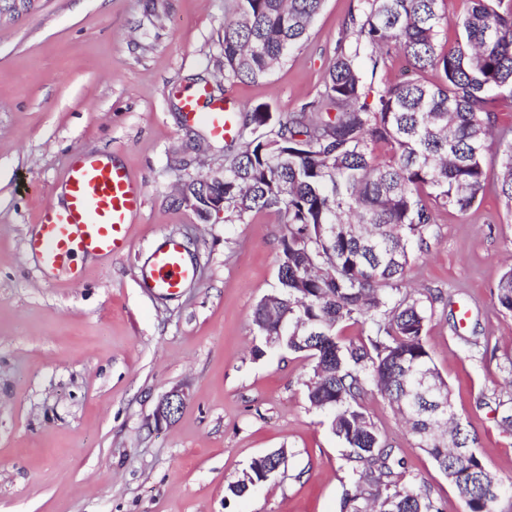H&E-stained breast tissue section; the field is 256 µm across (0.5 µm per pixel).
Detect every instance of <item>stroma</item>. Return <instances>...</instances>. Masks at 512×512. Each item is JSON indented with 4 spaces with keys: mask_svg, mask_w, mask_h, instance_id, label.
Returning a JSON list of instances; mask_svg holds the SVG:
<instances>
[{
    "mask_svg": "<svg viewBox=\"0 0 512 512\" xmlns=\"http://www.w3.org/2000/svg\"><path fill=\"white\" fill-rule=\"evenodd\" d=\"M356 8L324 0L307 39L255 81L222 76L232 0H34L0 22V512H340L351 465L307 398L312 359L252 353L264 343L254 309L278 284V216L203 220L174 187L224 170L223 142L185 121L182 90L287 118L317 98ZM78 153L120 158L144 203L130 249L81 258L74 279L45 270L26 240ZM484 168L482 197L463 213L437 210L430 250L406 279L443 296L427 311V346L476 452L506 480L512 313L496 285L512 265V212L495 153ZM171 236L196 265L174 296L139 277ZM173 390L186 402L157 422ZM362 406L403 458L402 484L425 482L441 512H465L388 400L372 390ZM276 450L278 473L228 496L252 459Z\"/></svg>",
    "mask_w": 512,
    "mask_h": 512,
    "instance_id": "1",
    "label": "stroma"
}]
</instances>
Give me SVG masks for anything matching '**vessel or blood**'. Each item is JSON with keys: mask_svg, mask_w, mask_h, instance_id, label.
<instances>
[{"mask_svg": "<svg viewBox=\"0 0 512 512\" xmlns=\"http://www.w3.org/2000/svg\"><path fill=\"white\" fill-rule=\"evenodd\" d=\"M186 121L206 124L211 134L225 139L236 134L226 116V101L211 98L207 88L182 95ZM68 204L64 209H43L28 250L47 268L65 270L81 254L109 258L130 246L129 228L142 210L143 191L127 169L112 159L79 156L66 170ZM196 274L181 241L169 238L141 269L151 288L176 295Z\"/></svg>", "mask_w": 512, "mask_h": 512, "instance_id": "b4317fda", "label": "vessel or blood"}]
</instances>
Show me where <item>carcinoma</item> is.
<instances>
[{
    "label": "carcinoma",
    "instance_id": "1",
    "mask_svg": "<svg viewBox=\"0 0 512 512\" xmlns=\"http://www.w3.org/2000/svg\"><path fill=\"white\" fill-rule=\"evenodd\" d=\"M444 2L359 0L346 23L354 41L338 42L319 98L285 120L262 105L245 113L238 145L225 144L224 176L187 184L201 197L224 196L232 215L273 211L285 224L277 301L263 297L253 322L265 348L313 360L308 400L329 415L353 463L343 512H441L424 483L400 484L403 459L361 404L373 389L454 483L466 512H493L504 489L454 416L425 343V308L405 283L412 256L428 249L435 210L464 212L485 190L491 150L500 155L498 193L512 211V128L496 133L493 109L497 97L512 94V0H470L447 50L438 44ZM233 3L224 78L257 80L307 37L323 0ZM392 48L418 73L441 71L443 81L366 85L362 64L376 76ZM377 142L390 146L389 159L372 158ZM496 298L512 312V267ZM347 322L370 324L366 339L341 342L338 328ZM283 458L263 456L228 493L239 497L265 481Z\"/></svg>",
    "mask_w": 512,
    "mask_h": 512
}]
</instances>
